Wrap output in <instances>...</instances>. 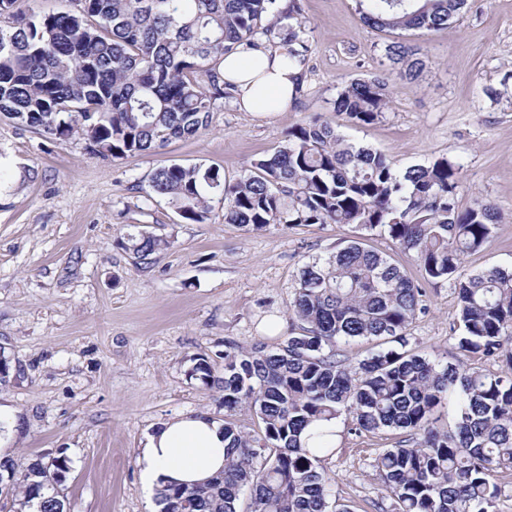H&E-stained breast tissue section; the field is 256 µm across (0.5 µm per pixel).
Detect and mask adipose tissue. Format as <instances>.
<instances>
[{"label":"adipose tissue","instance_id":"adipose-tissue-1","mask_svg":"<svg viewBox=\"0 0 512 512\" xmlns=\"http://www.w3.org/2000/svg\"><path fill=\"white\" fill-rule=\"evenodd\" d=\"M241 111L283 112L304 81L302 63L288 49L264 41L241 44L220 66ZM224 468V428L208 415L187 413L163 422L146 437L137 455L138 480L147 495L167 487L191 488Z\"/></svg>","mask_w":512,"mask_h":512}]
</instances>
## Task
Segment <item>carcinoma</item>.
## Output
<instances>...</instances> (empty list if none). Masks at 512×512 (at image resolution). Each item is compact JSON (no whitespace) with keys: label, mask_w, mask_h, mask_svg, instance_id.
I'll return each mask as SVG.
<instances>
[{"label":"carcinoma","mask_w":512,"mask_h":512,"mask_svg":"<svg viewBox=\"0 0 512 512\" xmlns=\"http://www.w3.org/2000/svg\"><path fill=\"white\" fill-rule=\"evenodd\" d=\"M79 9L26 17L0 0V115L65 140L80 134L95 154L114 159L197 135L212 101L224 96V55L288 22L291 56L304 61L307 25L298 0H76ZM364 22L390 31L441 29L469 0H356ZM390 66L414 79L426 57L400 43ZM388 108L386 81L346 84L336 117L371 124ZM152 192L185 220L203 223L217 203L224 223L261 230L270 224H355L414 253L427 280H447L457 294L456 349L443 365L410 346L423 288L390 258L361 241L318 256L300 271L292 314L302 323L276 351H224V471L192 488L160 493L161 512H351L333 498L324 462L334 453L324 423L342 413L352 430L408 434L381 450L373 467L392 512H498L499 474L512 472V272L458 275L461 258L492 236L501 214L488 202L462 206L461 167L448 157L398 170L381 152L357 146L318 118L288 131L274 151L228 183L202 165L157 168ZM146 263L167 241L131 235ZM376 342L356 365L340 344ZM501 362L491 372L479 367ZM455 399L451 431L435 413ZM249 411L260 433L237 418ZM6 486L40 512H66L46 487L62 481L66 460L20 469L0 463Z\"/></svg>","instance_id":"carcinoma-1"}]
</instances>
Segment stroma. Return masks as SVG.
Returning <instances> with one entry per match:
<instances>
[{"mask_svg":"<svg viewBox=\"0 0 512 512\" xmlns=\"http://www.w3.org/2000/svg\"><path fill=\"white\" fill-rule=\"evenodd\" d=\"M311 29L304 82L285 112H243L216 99L197 136L121 160L92 154L79 136L60 141L0 117V354L9 375L0 399L22 420L19 466L65 458L58 491L67 512H151L136 457L147 433L185 412L224 419L223 393L189 372L205 359L224 372L228 345L273 350L298 329L291 305L300 268L359 236L410 273L412 253L351 225L272 224L247 230L214 207L205 223L184 220L149 187L163 165L204 164L235 180L320 115L355 79L383 76L390 107L370 125L342 124L349 141L388 155L397 169L449 157L462 166V203L489 200L504 216L493 237L466 254L462 275L512 268V0H475L464 17L431 32L366 26L356 0H300ZM401 41L429 58L414 80L389 68ZM501 90L499 101L485 88ZM166 239L141 263L131 229ZM426 305L411 342L456 362L457 298L446 281L424 282ZM400 432L354 433L336 420V451L324 466L354 512H391L374 466Z\"/></svg>","mask_w":512,"mask_h":512,"instance_id":"1","label":"stroma"}]
</instances>
